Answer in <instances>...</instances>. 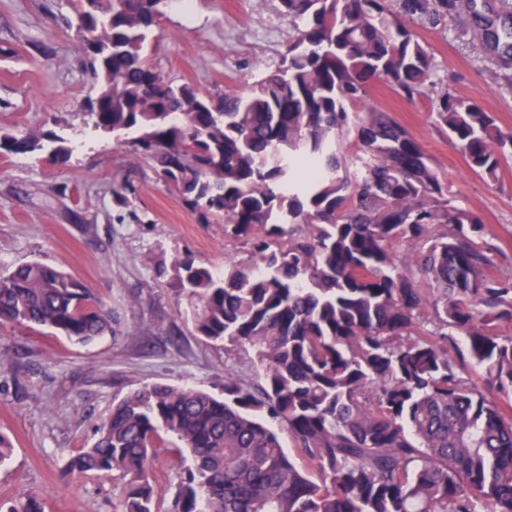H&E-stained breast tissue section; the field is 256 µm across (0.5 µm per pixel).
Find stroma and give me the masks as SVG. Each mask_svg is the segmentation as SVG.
<instances>
[{
	"mask_svg": "<svg viewBox=\"0 0 512 512\" xmlns=\"http://www.w3.org/2000/svg\"><path fill=\"white\" fill-rule=\"evenodd\" d=\"M72 0H0V133L52 130L69 161L0 156V273L25 262L80 279L112 310V332L87 346L0 325V432L14 455L0 466V499L43 498L45 512H112L122 484L67 476V459L89 447L115 398L146 383L221 393L224 376L248 375L247 355L203 341L183 316L170 269L192 254L220 268L236 248L223 223L201 224L178 191L130 140L92 129L82 104L96 83L82 64ZM151 59L169 80L232 92L278 67L296 31L279 0H193L170 5ZM432 57L434 90L482 102L512 130V88L495 60L478 53L466 12L419 29ZM392 113L444 174L458 206L484 218L512 260V165L498 184L473 173L435 124L431 100L410 102L373 82L365 99ZM125 204H117L114 189Z\"/></svg>",
	"mask_w": 512,
	"mask_h": 512,
	"instance_id": "stroma-1",
	"label": "stroma"
}]
</instances>
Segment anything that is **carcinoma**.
<instances>
[{
  "mask_svg": "<svg viewBox=\"0 0 512 512\" xmlns=\"http://www.w3.org/2000/svg\"><path fill=\"white\" fill-rule=\"evenodd\" d=\"M279 3L297 32L281 64L217 94L152 65L168 0H76L92 127L134 135L197 221H224L245 249L220 270L189 254L172 269L196 334L254 356L222 396L153 383L113 400L65 472L124 480L115 512H158L161 448L177 456L175 512H512L507 256L392 113L358 109L372 81L427 95L432 61L412 23L442 21L457 0ZM463 7L476 49L511 68L512 15ZM432 112L469 169L498 181L512 130L448 90ZM34 153L64 164L71 148L54 131L0 134V155ZM112 321L54 266L0 274L1 324L87 345ZM0 512L44 506L29 496Z\"/></svg>",
  "mask_w": 512,
  "mask_h": 512,
  "instance_id": "cac0c4a2",
  "label": "carcinoma"
}]
</instances>
